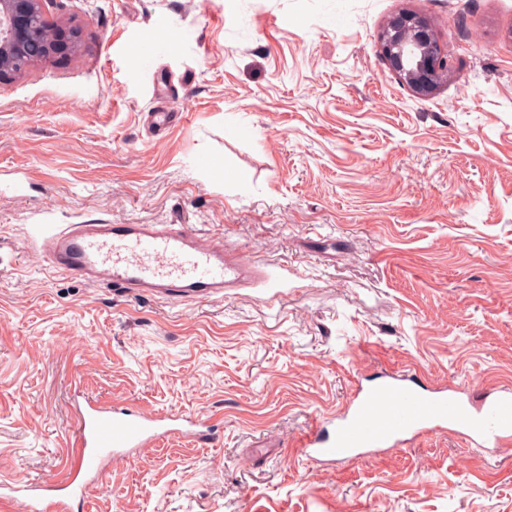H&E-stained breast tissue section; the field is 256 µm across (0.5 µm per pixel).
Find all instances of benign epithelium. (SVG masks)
Wrapping results in <instances>:
<instances>
[{"instance_id":"benign-epithelium-1","label":"benign epithelium","mask_w":512,"mask_h":512,"mask_svg":"<svg viewBox=\"0 0 512 512\" xmlns=\"http://www.w3.org/2000/svg\"><path fill=\"white\" fill-rule=\"evenodd\" d=\"M48 0H0V83L12 79L22 57L32 65L73 50V35L49 23L39 27ZM380 54L388 70L417 97L431 96L447 76L448 60L421 15L400 12L378 35Z\"/></svg>"}]
</instances>
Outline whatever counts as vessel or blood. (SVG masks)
Returning a JSON list of instances; mask_svg holds the SVG:
<instances>
[{
  "mask_svg": "<svg viewBox=\"0 0 512 512\" xmlns=\"http://www.w3.org/2000/svg\"><path fill=\"white\" fill-rule=\"evenodd\" d=\"M39 251L59 272L109 285L119 297H220L260 273L184 224H67L43 231ZM73 408L77 423L65 477L1 483V504L67 512L71 502H86L112 462L176 434L205 445L214 440L212 419L201 414H151L84 395ZM443 431L498 457L512 452V387L473 398L459 384L428 387L416 373L387 371L373 384L356 383L342 412L315 420L299 440L298 458L305 465L333 463Z\"/></svg>",
  "mask_w": 512,
  "mask_h": 512,
  "instance_id": "obj_1",
  "label": "vessel or blood"
}]
</instances>
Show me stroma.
I'll return each instance as SVG.
<instances>
[{
	"label": "stroma",
	"instance_id": "1",
	"mask_svg": "<svg viewBox=\"0 0 512 512\" xmlns=\"http://www.w3.org/2000/svg\"><path fill=\"white\" fill-rule=\"evenodd\" d=\"M424 16L416 97L377 34ZM78 35L0 84V483L64 476L78 395L207 414L83 512H512V459L451 434L295 463L358 375L512 385V0H50ZM181 113L155 135L147 115ZM186 224L266 273L203 301L51 268L48 224ZM378 46L388 70L419 98L431 96L447 76V56L421 15L393 16L378 35Z\"/></svg>",
	"mask_w": 512,
	"mask_h": 512
}]
</instances>
